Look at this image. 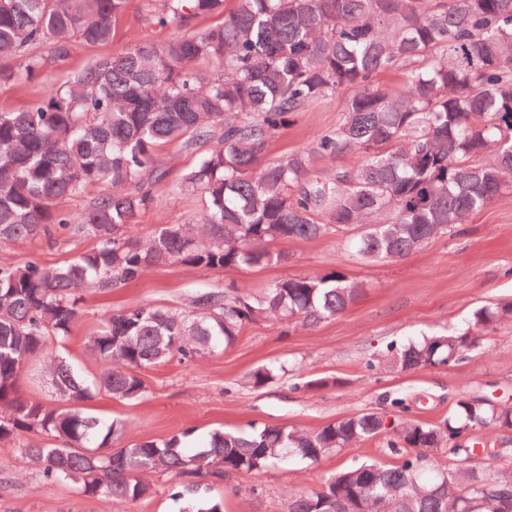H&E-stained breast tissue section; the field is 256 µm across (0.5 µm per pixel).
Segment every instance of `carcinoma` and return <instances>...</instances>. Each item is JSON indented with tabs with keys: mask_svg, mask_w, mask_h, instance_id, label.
I'll list each match as a JSON object with an SVG mask.
<instances>
[{
	"mask_svg": "<svg viewBox=\"0 0 512 512\" xmlns=\"http://www.w3.org/2000/svg\"><path fill=\"white\" fill-rule=\"evenodd\" d=\"M128 3L0 0V85L41 78L76 42H111ZM210 16L222 22L193 31ZM152 19L183 34L93 60L26 107L0 110V242L53 226L96 241L60 268H0V440L47 436L44 446H20L45 480L123 503L155 493L150 472L218 482L383 437L396 463L361 461L318 489H291L288 512H512L511 477L484 457L458 464L477 448L491 459L512 455L509 441L493 439L512 429V407L481 398L459 401L434 425L407 417L403 405L392 418L367 412L313 432L214 428L161 441L127 439L122 421L85 408L96 394L139 398L141 371L175 355L219 353L246 323L336 316L364 290L340 270L286 277L260 294L212 289L182 312L113 309L88 339L101 365L90 382L47 352L50 337L66 338L78 322L83 287L116 288L169 263L281 265L288 254L275 244L335 232L351 234L362 261L394 262L501 199L512 189V0H237L227 16L224 0H160ZM40 46L47 52H35ZM399 69L401 92L377 81ZM340 90L351 97L334 129L309 152L268 159L295 114ZM169 144L187 152L209 145L171 187L199 193L203 214L141 240L130 229L158 201L167 174L157 155ZM312 152L357 153L363 163L333 181L305 182ZM88 185L101 192L80 214L58 208ZM507 321L512 303L481 307L456 334L390 347L384 362L401 371L448 364ZM37 352L59 397L54 408L16 395Z\"/></svg>",
	"mask_w": 512,
	"mask_h": 512,
	"instance_id": "carcinoma-1",
	"label": "carcinoma"
}]
</instances>
